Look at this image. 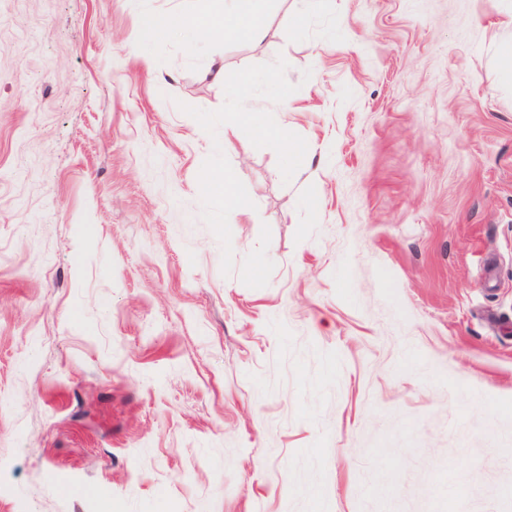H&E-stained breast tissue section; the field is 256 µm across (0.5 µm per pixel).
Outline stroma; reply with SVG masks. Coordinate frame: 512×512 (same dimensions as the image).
<instances>
[{
	"label": "stroma",
	"mask_w": 512,
	"mask_h": 512,
	"mask_svg": "<svg viewBox=\"0 0 512 512\" xmlns=\"http://www.w3.org/2000/svg\"><path fill=\"white\" fill-rule=\"evenodd\" d=\"M217 6L0 0V512H512V0ZM260 0H227L223 19L205 17L193 24L195 31L209 35H221L226 29H232L240 35L260 40L265 33L264 16ZM227 4V7H226ZM235 126L228 128L229 133L234 137H240L244 132L254 138H265L275 134V132L265 123V121L254 112H239Z\"/></svg>",
	"instance_id": "stroma-1"
}]
</instances>
